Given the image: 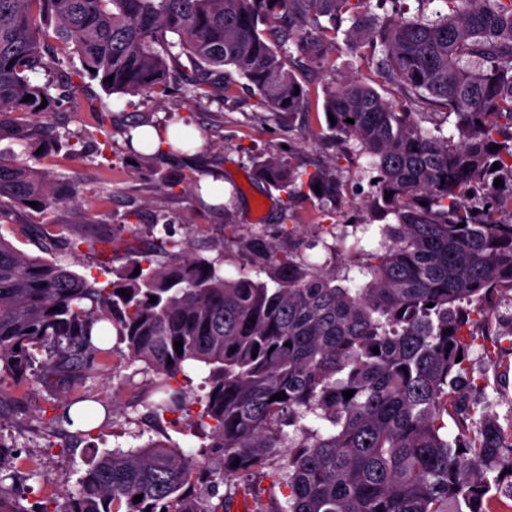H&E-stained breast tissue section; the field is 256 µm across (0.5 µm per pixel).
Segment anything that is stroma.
I'll return each mask as SVG.
<instances>
[{
  "instance_id": "obj_1",
  "label": "stroma",
  "mask_w": 512,
  "mask_h": 512,
  "mask_svg": "<svg viewBox=\"0 0 512 512\" xmlns=\"http://www.w3.org/2000/svg\"><path fill=\"white\" fill-rule=\"evenodd\" d=\"M347 27L336 32L331 50L336 77L356 76L376 87L386 99L397 98L395 87L380 84L372 67L347 49ZM108 110L110 139L101 144L90 131L99 110ZM167 126L183 123L200 134L199 146L189 152L152 158L132 152L126 141L130 122ZM51 122L55 134L49 144L36 147L14 138L0 140V151L19 159L35 155L40 166L56 175L75 178L83 197L92 206V223L79 224L70 208L61 207L43 215L16 209L0 217V236L19 249L76 269L87 278L112 279L115 269L124 265L123 254L98 253L82 248L70 254L65 246L44 249L39 224H67L73 236L86 240L103 233L113 234L116 242L126 240L124 230L132 212H141V233L147 243L161 240L162 224L173 223L178 234L187 225H199L204 235L196 239V254L220 263L221 270L234 274L249 266L250 257L238 247L222 248L224 227L235 224L241 236L265 229L276 238L284 224H300L309 234H318L323 218L316 199L288 202L286 195L264 184L254 183L256 161L275 154L299 170L311 171L330 166L342 152L332 133L321 140L304 142L300 133L307 123L305 112L285 114L261 108L243 78H236L230 95L192 100L185 85L171 84L168 92L138 95L107 94L98 81L84 80L71 97L57 105ZM342 176L351 201L345 212L337 214L336 225L380 223V216L365 205L375 175L369 156L343 163ZM217 174L224 180V201L199 206L191 193L195 181ZM147 376L143 365L113 356L108 366L94 365L86 384L67 389L65 398L73 400L91 392L115 406L112 419L98 428L91 439L72 442L66 431L48 432L47 391L39 386L0 380L5 401L0 416L7 424L0 437L12 446L15 466L27 487L26 507L46 498L63 499L75 490L87 463L95 455L121 447L134 448L149 439L171 438L185 452L197 453L202 440L194 424L181 414L155 424L145 407Z\"/></svg>"
}]
</instances>
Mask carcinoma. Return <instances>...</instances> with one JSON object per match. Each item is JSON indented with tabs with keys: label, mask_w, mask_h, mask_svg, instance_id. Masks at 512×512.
I'll return each mask as SVG.
<instances>
[{
	"label": "carcinoma",
	"mask_w": 512,
	"mask_h": 512,
	"mask_svg": "<svg viewBox=\"0 0 512 512\" xmlns=\"http://www.w3.org/2000/svg\"><path fill=\"white\" fill-rule=\"evenodd\" d=\"M436 1L444 12L431 20L425 10ZM418 2L413 17L380 18L371 0H0V136L8 128L49 141L51 128L21 117L52 112L51 89L74 90L86 77L133 95L179 77L203 99L229 94L233 70L260 105L307 109L293 53L334 70L328 44L344 19L351 52L401 97L394 104L356 77L333 79L302 131L320 139L319 115H332L327 128L346 152L372 158L371 206L396 218L375 228V251L347 232L320 238L328 258L318 265L305 255L318 242L299 224L281 225L282 247L261 231L243 241L226 224L224 244L255 256L226 277L192 256L188 237L166 239L161 252L141 246L133 212L126 264L103 284L0 236V378L51 394L82 385L83 367L114 353V334L153 375L147 408L159 422L192 416L179 378L199 370L208 392L197 417L209 428L206 447L223 458L212 467L169 440L115 449L89 461L64 509L47 500L32 511L5 484L0 441V512H231L241 479L252 512H491L504 491L512 496V430L478 412L488 381L474 378L469 359L472 337L489 336L497 349L512 337L491 322L503 299L512 302V0ZM51 23L81 68L57 67ZM52 70L54 83L33 82ZM414 104L445 109L451 128H423L407 111ZM333 165L299 172L270 154L255 174L288 200L312 196L334 214L346 198ZM79 196L76 181L0 154V215L71 203L90 224ZM281 391L285 399L270 400ZM82 402L76 434L90 437L111 410L95 396ZM52 410L50 424L74 425L70 404L56 399ZM221 483L231 490L218 494Z\"/></svg>",
	"instance_id": "1"
}]
</instances>
